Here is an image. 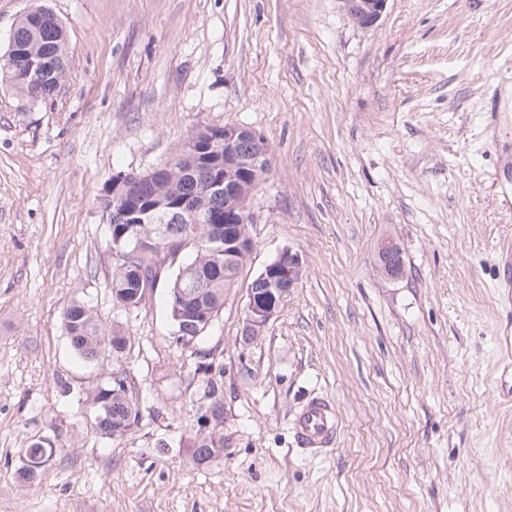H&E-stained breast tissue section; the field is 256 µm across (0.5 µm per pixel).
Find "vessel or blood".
Instances as JSON below:
<instances>
[{"label": "vessel or blood", "instance_id": "vessel-or-blood-1", "mask_svg": "<svg viewBox=\"0 0 512 512\" xmlns=\"http://www.w3.org/2000/svg\"><path fill=\"white\" fill-rule=\"evenodd\" d=\"M291 426L299 449L317 455L335 447L341 432L340 414L332 401L315 396L294 413Z\"/></svg>", "mask_w": 512, "mask_h": 512}]
</instances>
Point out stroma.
Listing matches in <instances>:
<instances>
[{"instance_id": "1", "label": "stroma", "mask_w": 512, "mask_h": 512, "mask_svg": "<svg viewBox=\"0 0 512 512\" xmlns=\"http://www.w3.org/2000/svg\"><path fill=\"white\" fill-rule=\"evenodd\" d=\"M38 6L70 62L45 101L0 79V512H512V403L496 393L512 0H388L367 28L341 0H0V55ZM224 125L261 136L271 170L250 200L254 248L197 344L224 372L217 428L165 289L115 308L99 199ZM286 249L302 275L243 343L247 286ZM75 301L132 338L141 420L123 438L88 420L112 360L73 354ZM317 394L342 429L310 457L290 418ZM213 430L223 454L195 463L193 437ZM42 438L58 451L22 480Z\"/></svg>"}]
</instances>
